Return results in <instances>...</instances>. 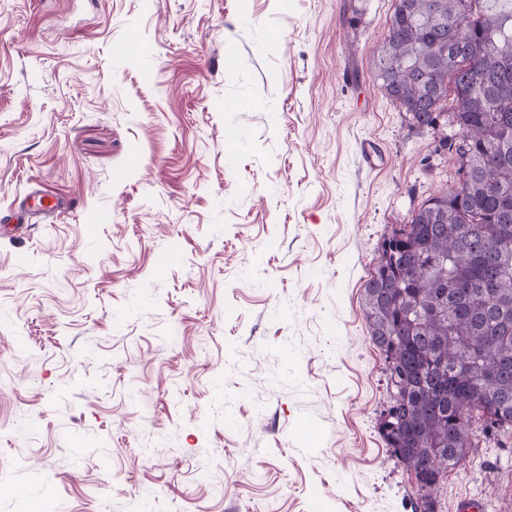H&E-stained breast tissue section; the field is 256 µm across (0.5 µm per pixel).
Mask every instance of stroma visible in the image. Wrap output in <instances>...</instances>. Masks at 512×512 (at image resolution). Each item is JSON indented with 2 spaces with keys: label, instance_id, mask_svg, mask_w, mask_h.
I'll use <instances>...</instances> for the list:
<instances>
[{
  "label": "stroma",
  "instance_id": "35a3bbf8",
  "mask_svg": "<svg viewBox=\"0 0 512 512\" xmlns=\"http://www.w3.org/2000/svg\"><path fill=\"white\" fill-rule=\"evenodd\" d=\"M393 10L0 0V512H421L362 302L456 166L375 78ZM474 442L436 512H512Z\"/></svg>",
  "mask_w": 512,
  "mask_h": 512
}]
</instances>
